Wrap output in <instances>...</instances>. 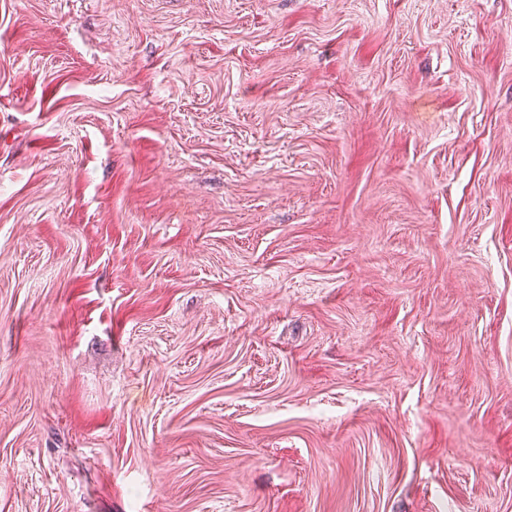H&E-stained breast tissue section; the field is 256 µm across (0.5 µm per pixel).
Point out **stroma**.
<instances>
[{
    "instance_id": "obj_1",
    "label": "stroma",
    "mask_w": 512,
    "mask_h": 512,
    "mask_svg": "<svg viewBox=\"0 0 512 512\" xmlns=\"http://www.w3.org/2000/svg\"><path fill=\"white\" fill-rule=\"evenodd\" d=\"M0 512H512V0H0Z\"/></svg>"
}]
</instances>
